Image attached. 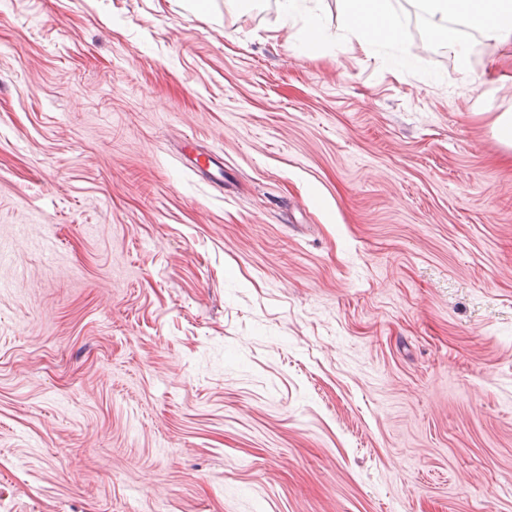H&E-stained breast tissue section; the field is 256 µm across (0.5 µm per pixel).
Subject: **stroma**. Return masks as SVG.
Here are the masks:
<instances>
[{"mask_svg":"<svg viewBox=\"0 0 512 512\" xmlns=\"http://www.w3.org/2000/svg\"><path fill=\"white\" fill-rule=\"evenodd\" d=\"M392 4L0 0V512H512V42ZM348 30L365 42L396 40L401 37L390 0H341Z\"/></svg>","mask_w":512,"mask_h":512,"instance_id":"obj_1","label":"stroma"}]
</instances>
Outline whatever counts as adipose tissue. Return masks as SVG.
<instances>
[{
    "label": "adipose tissue",
    "mask_w": 512,
    "mask_h": 512,
    "mask_svg": "<svg viewBox=\"0 0 512 512\" xmlns=\"http://www.w3.org/2000/svg\"><path fill=\"white\" fill-rule=\"evenodd\" d=\"M430 34L455 57L457 68L470 74V58L454 22L479 31L490 41L512 38V0H417ZM349 31L366 42L396 40L401 36L390 0H342Z\"/></svg>",
    "instance_id": "1"
}]
</instances>
